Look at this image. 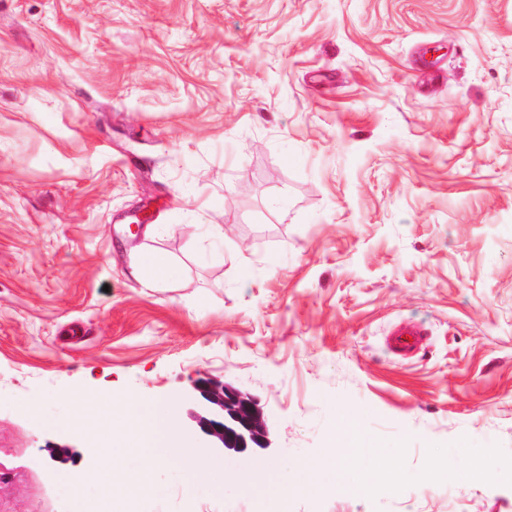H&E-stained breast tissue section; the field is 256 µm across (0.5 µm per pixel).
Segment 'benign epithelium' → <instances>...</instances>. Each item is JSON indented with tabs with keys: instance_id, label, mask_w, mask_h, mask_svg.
Returning <instances> with one entry per match:
<instances>
[{
	"instance_id": "benign-epithelium-1",
	"label": "benign epithelium",
	"mask_w": 512,
	"mask_h": 512,
	"mask_svg": "<svg viewBox=\"0 0 512 512\" xmlns=\"http://www.w3.org/2000/svg\"><path fill=\"white\" fill-rule=\"evenodd\" d=\"M194 391L201 411L193 421L215 447L237 453L268 447L265 419L250 396L207 378L198 380Z\"/></svg>"
}]
</instances>
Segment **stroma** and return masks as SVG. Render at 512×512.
<instances>
[{
	"label": "stroma",
	"instance_id": "1",
	"mask_svg": "<svg viewBox=\"0 0 512 512\" xmlns=\"http://www.w3.org/2000/svg\"><path fill=\"white\" fill-rule=\"evenodd\" d=\"M202 377L268 448L207 447ZM103 390L203 462L120 450L112 512H512V0H0V512L99 500ZM357 433L367 487L270 483ZM175 271L171 264L155 259L144 258L135 270L136 278L146 286H153L173 278ZM422 331L414 325H403L395 328L391 333L390 347L401 353L411 352L419 343ZM412 337V341H409Z\"/></svg>",
	"mask_w": 512,
	"mask_h": 512
}]
</instances>
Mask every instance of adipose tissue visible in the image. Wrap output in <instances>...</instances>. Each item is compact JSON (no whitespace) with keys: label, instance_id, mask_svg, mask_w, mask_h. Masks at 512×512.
Wrapping results in <instances>:
<instances>
[{"label":"adipose tissue","instance_id":"1","mask_svg":"<svg viewBox=\"0 0 512 512\" xmlns=\"http://www.w3.org/2000/svg\"><path fill=\"white\" fill-rule=\"evenodd\" d=\"M77 413H91L97 418L100 430L123 434L133 441H141L143 451L150 460L172 459L181 464L189 475H197L202 465L192 454L185 441L174 438V424L166 405H154L151 413H144L141 402L133 397L113 399L111 393L96 398L80 397L76 400ZM102 475L105 481L103 498L91 505L88 512H110L109 501L114 490L135 494L145 480L141 470L114 472L112 450L104 448Z\"/></svg>","mask_w":512,"mask_h":512}]
</instances>
